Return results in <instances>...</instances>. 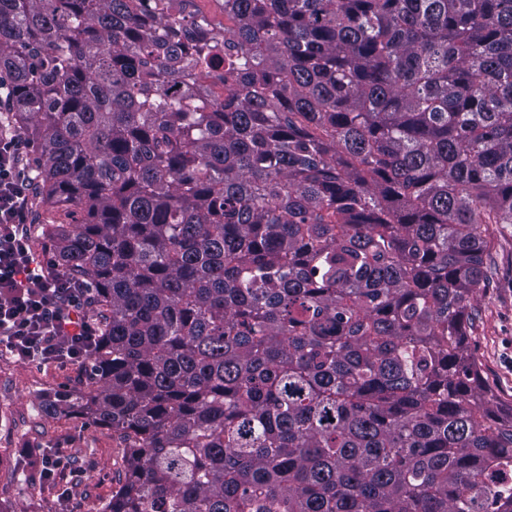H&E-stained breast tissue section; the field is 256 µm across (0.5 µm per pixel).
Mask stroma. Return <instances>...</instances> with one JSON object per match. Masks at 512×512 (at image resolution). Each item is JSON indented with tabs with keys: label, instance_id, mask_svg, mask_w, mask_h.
Here are the masks:
<instances>
[{
	"label": "stroma",
	"instance_id": "1",
	"mask_svg": "<svg viewBox=\"0 0 512 512\" xmlns=\"http://www.w3.org/2000/svg\"><path fill=\"white\" fill-rule=\"evenodd\" d=\"M493 257L490 281L474 297L470 344L499 400L512 403V226L495 233ZM84 387L83 365L0 354V512H101L111 499L124 471L111 429L36 410L46 396ZM59 449L71 464L50 482L37 461Z\"/></svg>",
	"mask_w": 512,
	"mask_h": 512
}]
</instances>
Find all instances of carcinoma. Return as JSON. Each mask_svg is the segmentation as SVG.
Masks as SVG:
<instances>
[{
  "label": "carcinoma",
  "mask_w": 512,
  "mask_h": 512,
  "mask_svg": "<svg viewBox=\"0 0 512 512\" xmlns=\"http://www.w3.org/2000/svg\"><path fill=\"white\" fill-rule=\"evenodd\" d=\"M0 0L41 237L89 289L102 512H512L471 308L512 0Z\"/></svg>",
  "instance_id": "obj_1"
}]
</instances>
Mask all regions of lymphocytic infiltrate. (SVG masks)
Listing matches in <instances>:
<instances>
[{
    "label": "lymphocytic infiltrate",
    "mask_w": 512,
    "mask_h": 512,
    "mask_svg": "<svg viewBox=\"0 0 512 512\" xmlns=\"http://www.w3.org/2000/svg\"><path fill=\"white\" fill-rule=\"evenodd\" d=\"M30 145L0 131V352L30 363L83 362L96 330L88 299L30 244Z\"/></svg>",
    "instance_id": "f902f5d3"
}]
</instances>
